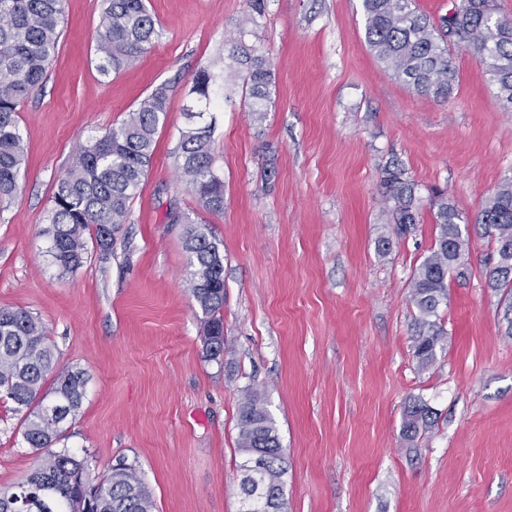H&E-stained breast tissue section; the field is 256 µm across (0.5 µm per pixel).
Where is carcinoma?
Segmentation results:
<instances>
[{
	"instance_id": "1",
	"label": "carcinoma",
	"mask_w": 512,
	"mask_h": 512,
	"mask_svg": "<svg viewBox=\"0 0 512 512\" xmlns=\"http://www.w3.org/2000/svg\"><path fill=\"white\" fill-rule=\"evenodd\" d=\"M365 37L371 50L395 78L418 93L451 98L456 85L452 49L480 55L500 98L512 105V20L495 14L491 0H453L440 27L413 8V0H363ZM64 0H0V211L19 190L25 145L18 126L19 107L41 85L55 57L61 35ZM158 35L146 0H105L96 40L98 69L108 75L132 63ZM228 59L246 68L249 111H265L275 83L270 60L243 46ZM217 75L203 68L192 79L194 98L183 108L188 120L181 131L179 178L209 212L224 211V180L215 168L210 89ZM169 85L162 83L122 122L81 147L60 177L52 196L50 225L44 230L47 253L59 274L79 269L87 259L88 240L102 252L112 249L115 233L127 223L131 206L152 164L155 135L168 112ZM388 223L398 228L418 223L414 184L402 170L383 179ZM437 234L430 253L410 283L416 308L413 355L422 368L432 366L447 336L439 311L448 302V279L468 275L469 225L448 197L435 201ZM185 225L183 242L192 267L189 289L203 315L207 354H224V249L210 225L178 211L169 214ZM475 223L496 244L497 262L489 272L491 287L505 294V336L512 338V179L503 181L481 204ZM87 376L80 368L58 367L38 318L23 308H0V393L25 411L23 437L44 453V463L19 486L0 494V512L17 505L34 485L44 487L37 512H153L152 495L136 470L120 464L109 477L85 479L88 459L67 448H53L63 436L61 423L82 408ZM430 416L420 398L405 408L403 435L416 439ZM238 448L242 512H286L285 459L276 422L258 391L243 390L239 407Z\"/></svg>"
}]
</instances>
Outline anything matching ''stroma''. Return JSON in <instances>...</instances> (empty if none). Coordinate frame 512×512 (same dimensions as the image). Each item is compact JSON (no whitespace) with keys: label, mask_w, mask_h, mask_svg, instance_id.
I'll return each mask as SVG.
<instances>
[{"label":"stroma","mask_w":512,"mask_h":512,"mask_svg":"<svg viewBox=\"0 0 512 512\" xmlns=\"http://www.w3.org/2000/svg\"><path fill=\"white\" fill-rule=\"evenodd\" d=\"M161 35L132 66L101 74L104 0H65L58 51L19 107L21 190L0 212V307L38 317L58 366L86 371L60 447L91 482L135 467L154 512H240L238 408L262 393L287 471V512H512V339L487 286L495 245L474 219L512 178V108L474 52H452L454 94L396 79L365 38L362 0H147ZM275 65L264 117L244 106L233 44ZM217 72L215 167L224 210L177 178L194 74ZM169 112L153 164L111 251L58 277L46 254L51 197L76 151L118 125L159 84ZM416 185L420 222L388 224L387 168ZM470 219L467 281L448 282V335L423 369L409 285L435 241V192ZM224 245V355L209 360L187 288L184 227ZM391 240L387 254L377 250ZM432 416L414 441L404 408ZM22 415L0 399V492L41 462ZM430 416L428 405L421 398H414L405 408L403 418V435L408 441H414L419 435L420 427L427 423Z\"/></svg>","instance_id":"obj_1"}]
</instances>
